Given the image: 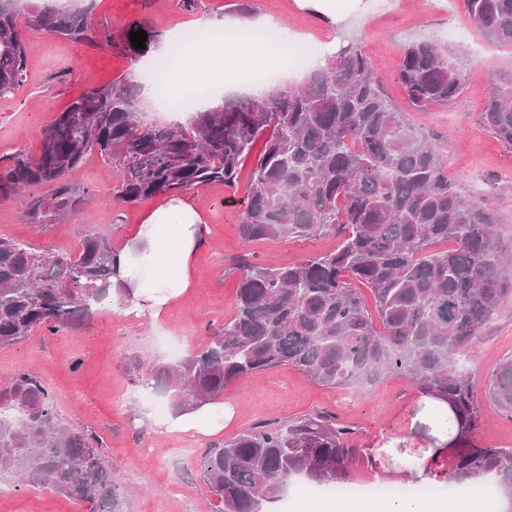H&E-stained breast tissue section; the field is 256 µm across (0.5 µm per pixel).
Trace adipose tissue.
Listing matches in <instances>:
<instances>
[{"label": "adipose tissue", "instance_id": "obj_1", "mask_svg": "<svg viewBox=\"0 0 512 512\" xmlns=\"http://www.w3.org/2000/svg\"><path fill=\"white\" fill-rule=\"evenodd\" d=\"M261 62L262 56L257 52L243 51L229 56L225 54L222 43H200L188 52L173 80L183 87L201 82L218 84L219 92L207 102L208 107L215 108L223 104L225 90L246 87V73ZM201 222L200 215L187 201L173 198L148 212L136 240L145 254L172 271L185 284L189 281L190 259L200 242L195 227ZM417 406L421 415L429 419L433 442L424 456L409 464L407 470L409 474L425 479L429 476V464L451 452L457 427L447 403L423 395ZM482 484V479H472L471 495L457 500L450 508L439 501L417 499L383 504L364 499L343 502L323 499L302 502L298 512H483V502L478 494Z\"/></svg>", "mask_w": 512, "mask_h": 512}]
</instances>
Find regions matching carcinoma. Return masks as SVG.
Returning <instances> with one entry per match:
<instances>
[{"label": "carcinoma", "instance_id": "carcinoma-1", "mask_svg": "<svg viewBox=\"0 0 512 512\" xmlns=\"http://www.w3.org/2000/svg\"><path fill=\"white\" fill-rule=\"evenodd\" d=\"M463 3L486 40L512 47V0ZM138 29L147 34L144 49L129 40ZM26 31L83 46L112 44L83 8L0 0V99L27 75ZM161 37L136 21L115 47L141 60ZM162 75L157 66L72 99L42 129L38 154L17 153L0 167V199L18 202L31 224H56L84 203L86 193L67 175L93 153L117 165L119 199L128 204L210 184L236 189L243 161L261 140L242 240L339 238L336 249L286 267L239 260L233 316L201 351L154 369L174 412L212 403L229 385L281 366L330 387L395 374L452 407L455 480L493 477L512 502V449L471 443L480 401L459 367L512 295V248L497 234L493 197L462 195L432 140L385 98L354 42L299 85L199 106L184 123L144 120L142 80ZM399 80L420 111L448 104L463 88L448 47L432 40L406 46ZM481 122L512 146V70L497 74ZM46 185L50 195L30 193ZM134 287L121 278L110 239L97 231H84L74 255L0 237V347L37 328L55 333L84 319L111 290L129 299ZM485 396L512 412V357L498 365ZM354 435L325 412L260 422L211 444L199 459V478L214 512H257L259 501L281 500L292 478L344 485L358 455ZM2 473L91 502L95 512H122L98 436L61 420L49 387L23 369L0 390Z\"/></svg>", "mask_w": 512, "mask_h": 512}]
</instances>
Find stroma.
<instances>
[{
  "mask_svg": "<svg viewBox=\"0 0 512 512\" xmlns=\"http://www.w3.org/2000/svg\"><path fill=\"white\" fill-rule=\"evenodd\" d=\"M236 0H199L195 12L182 11L179 0H91L89 18L120 38L134 20L154 24L163 33L197 31L210 17L225 22L226 32L247 29L264 37L272 18L305 42L355 40L370 57L385 93L395 107L435 141L448 162V173L468 198L494 196L497 232L512 246V147L503 145L481 123L489 89L498 71L512 68V48L486 41L467 19L462 0H345L337 17L318 13L311 0H252L255 10L241 18ZM433 39L452 51L463 76V90L452 102L426 111L412 110L398 79L405 47ZM30 70L23 85L0 99V165L24 151L36 154L40 133L55 112L75 97L129 74L133 62L105 45L80 46L43 33L25 38ZM253 158L240 171V192L204 186L185 197L201 214L204 246L192 256L189 287L170 301L159 319L122 323L120 300L99 307L77 326L52 334L42 329L0 347V388L18 369L38 374L49 386L56 410L67 424L95 432L101 451L119 474L124 512H212L213 499L197 476L198 462L210 441L235 437L264 421L283 422L329 411L356 430L361 454L350 467L351 484L368 482L404 486L401 474L411 457L429 443L428 429L411 424L410 405L419 391L398 376L371 385L327 388L294 368L282 366L252 374L230 385L221 399L232 416L206 438L193 432L157 427L155 405L161 400L144 390L142 378L159 364L172 363L203 348L211 330L233 312L237 277L233 258L250 253L253 261L282 267L332 250L337 238L310 242L283 240L244 244L239 216ZM69 181L88 190L86 204L60 223L39 230L20 206L0 201V235L50 246L60 254L79 249L78 226L100 231L113 247L129 244L151 208L163 197L126 204L117 197L118 168L90 156ZM512 357V297L464 361L477 386H484L502 359ZM472 442L479 447L512 448V413L483 404ZM10 486L0 497V512H88L87 503L63 497L7 475Z\"/></svg>",
  "mask_w": 512,
  "mask_h": 512,
  "instance_id": "obj_1",
  "label": "stroma"
}]
</instances>
